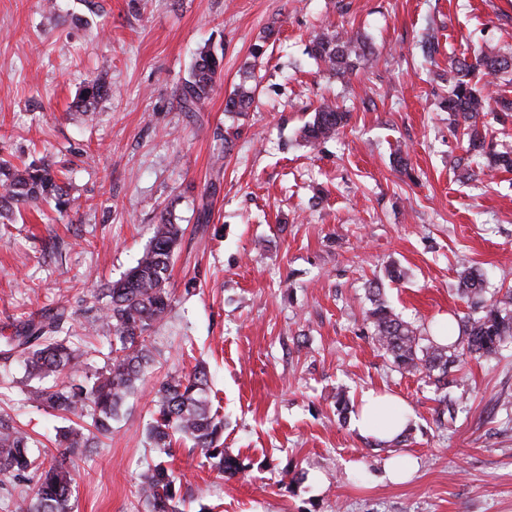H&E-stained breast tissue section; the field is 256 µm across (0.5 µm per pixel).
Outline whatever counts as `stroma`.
<instances>
[{
    "instance_id": "obj_1",
    "label": "stroma",
    "mask_w": 512,
    "mask_h": 512,
    "mask_svg": "<svg viewBox=\"0 0 512 512\" xmlns=\"http://www.w3.org/2000/svg\"><path fill=\"white\" fill-rule=\"evenodd\" d=\"M54 2L49 13L45 0H0V157L55 163L81 208L17 205L0 229V351L59 306L75 327L91 323L97 288L135 265L160 212L184 230L173 309L151 331L155 361L103 447L78 460L73 512H145L137 485L158 457L145 438L151 390L199 362L224 451L245 470L221 478L200 449L174 448L184 512H512V350L456 373L450 391L466 409L442 430L433 385L395 370L363 314L375 279L404 320L457 335L472 312L464 272L512 285V172L465 161L437 96L457 57L512 51V0ZM269 25L255 102L225 113ZM334 31L373 48L343 79L307 53L313 35ZM206 45L223 53V75L186 112L178 90ZM102 72L111 97L78 112ZM324 96L352 118L312 148L298 130ZM24 381L40 384L22 359H0V413L52 448L64 421L28 400ZM341 385L353 408L370 391L402 402L407 441L377 447L340 419ZM401 458L412 474L390 482L385 465Z\"/></svg>"
}]
</instances>
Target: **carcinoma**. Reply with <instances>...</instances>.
<instances>
[{
    "label": "carcinoma",
    "instance_id": "obj_1",
    "mask_svg": "<svg viewBox=\"0 0 512 512\" xmlns=\"http://www.w3.org/2000/svg\"><path fill=\"white\" fill-rule=\"evenodd\" d=\"M273 30L254 44L250 61L245 63L240 83L228 95L224 111L241 113L251 107L258 88L257 68L266 56V44ZM308 53L325 70L337 77L353 73L367 60L369 43L348 33L320 34L309 41ZM223 71V56L209 46L202 47L192 66L190 78L181 88L180 100L186 112H194L208 98ZM453 75L441 100L443 109L457 122L466 151L485 159L493 170H512V147L506 142L487 140L485 117L512 112V100L498 97L489 101L473 82L482 73L498 78L512 74V54L488 56L473 52L452 64ZM112 95V86L102 76L89 81L77 98L80 112H91L100 100ZM349 120V113L331 100H322L312 120L301 129V138L317 146L336 137ZM55 201L60 211L77 207L65 186L59 183L47 163L17 167L0 158V215L10 219V206H38ZM182 239L180 225L170 214L161 215L141 257L123 278L100 289L104 303L96 318L97 327L112 336L111 363L90 377L82 374V352L75 346L70 314L59 307L47 319L26 320L9 345L24 359L30 374L52 379L44 388L26 392L28 399L56 412L69 422L57 430L56 452L42 457L31 450L33 438L8 414H0V475L28 483L14 498V512H72L70 504L75 482V460L112 431L127 399L138 390L154 352L148 332L171 312L174 294L169 288L171 268ZM462 289L473 295L487 288L483 274L467 271L461 278ZM370 307L365 315L371 338L391 358L402 373L423 374L439 390H448V371L459 372L463 357L494 359L512 347V289L501 300L481 302L482 314L462 325V337L444 343L436 333H421L403 320L387 304L379 284L369 283ZM437 417L454 418L460 402L443 395L438 399ZM91 423L84 424V418ZM224 419L213 409L208 371L196 366L186 372H170L155 391L147 438L159 453L172 456L173 444L192 443L201 449L208 467L219 475H234L241 470L236 459L224 455L222 436ZM182 477L166 461L147 465L140 487V500L147 512H179L177 502Z\"/></svg>",
    "mask_w": 512,
    "mask_h": 512
}]
</instances>
